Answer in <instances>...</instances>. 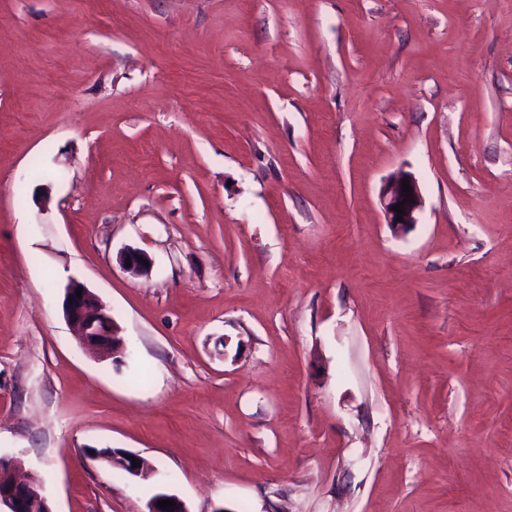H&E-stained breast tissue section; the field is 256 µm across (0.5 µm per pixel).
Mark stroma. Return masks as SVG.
I'll use <instances>...</instances> for the list:
<instances>
[{
	"label": "stroma",
	"mask_w": 512,
	"mask_h": 512,
	"mask_svg": "<svg viewBox=\"0 0 512 512\" xmlns=\"http://www.w3.org/2000/svg\"><path fill=\"white\" fill-rule=\"evenodd\" d=\"M0 456L52 512H512V0H0ZM404 179H408L411 186V196L409 197H405L406 193L402 192V180ZM379 197L386 224L394 233L405 232L410 226L416 224L417 215L422 208V196L419 185L411 173L402 171L387 180L380 189ZM404 199H407V204H404L401 209L405 210V215H401L393 211V208ZM410 199H413V202H410ZM398 215L402 216V222H396ZM137 257H142L144 262H148V265L138 261ZM127 259L131 260V266L126 265ZM120 264L125 271L131 274L145 276L151 269V258L141 249L128 247L120 255ZM79 288H83L81 298L76 297ZM62 309L81 345L112 358L121 353L124 342L117 335L111 313L83 284L71 281L66 286Z\"/></svg>",
	"instance_id": "obj_1"
}]
</instances>
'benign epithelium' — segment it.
Masks as SVG:
<instances>
[{
  "instance_id": "obj_1",
  "label": "benign epithelium",
  "mask_w": 512,
  "mask_h": 512,
  "mask_svg": "<svg viewBox=\"0 0 512 512\" xmlns=\"http://www.w3.org/2000/svg\"><path fill=\"white\" fill-rule=\"evenodd\" d=\"M408 180L411 186V201L403 205L405 215L402 221H396L398 213L393 211L394 206L404 201L402 180ZM380 203L385 215L386 224L393 232L406 231L417 223V215L422 208V196L419 185L414 176L402 171L387 180L381 187ZM143 261H138V258ZM131 265H126V260ZM151 258L143 250L128 247L120 255V264L131 274L145 276L151 269ZM82 289V296L76 297L77 289ZM63 314L72 326L75 336L81 345L103 356H115L124 348L123 340L117 335V329L109 310L103 306L94 294L83 284L72 281L65 288L62 303ZM21 468V461L15 458L0 457V472L10 477L8 484H0V512H52L48 499L43 493L41 484L35 479H20L16 471ZM160 500H173L176 502L174 510H163L158 507ZM147 512H187L185 503L176 495L167 492L148 503Z\"/></svg>"
}]
</instances>
